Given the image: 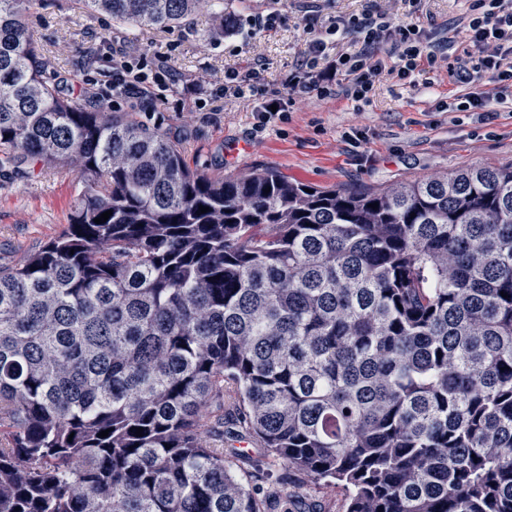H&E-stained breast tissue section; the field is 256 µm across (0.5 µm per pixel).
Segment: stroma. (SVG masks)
I'll return each instance as SVG.
<instances>
[{"label":"stroma","instance_id":"1","mask_svg":"<svg viewBox=\"0 0 512 512\" xmlns=\"http://www.w3.org/2000/svg\"><path fill=\"white\" fill-rule=\"evenodd\" d=\"M310 2L323 23L366 6V0H249L236 11L238 30L214 39L204 13L190 26L146 30L114 25L80 0H42L28 14L27 26L42 48L45 75L54 82L100 93L112 82V51L121 47L135 55L146 74H154L162 59L171 76L204 85L207 95L200 100L172 86L162 90V103L151 110L128 94L111 97L109 105L147 125H161L182 144L190 166L215 174L273 168L318 187L386 190L472 165H512L511 111L501 110L493 119L478 110L439 111V103L468 91L449 78L444 65L434 69L431 86L385 81L372 105L359 109L343 98H315L296 104L286 121L258 128L255 100L225 91L224 74L246 73L259 56L262 83L279 85L304 50L300 31ZM269 11L279 15L273 27L249 34L248 16ZM82 189L66 166L37 161L19 169L1 166L0 265L20 262L57 236ZM273 476L302 487L305 512L345 510L344 491L326 494L283 466L274 467Z\"/></svg>","mask_w":512,"mask_h":512}]
</instances>
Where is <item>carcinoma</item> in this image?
I'll use <instances>...</instances> for the list:
<instances>
[{
  "instance_id": "cac0c4a2",
  "label": "carcinoma",
  "mask_w": 512,
  "mask_h": 512,
  "mask_svg": "<svg viewBox=\"0 0 512 512\" xmlns=\"http://www.w3.org/2000/svg\"><path fill=\"white\" fill-rule=\"evenodd\" d=\"M40 2L0 0V162L65 164L83 190L0 266V512H291L229 441L344 489L345 512H512V166L360 192L192 168L47 80ZM83 2L142 29L229 19ZM239 445L240 444L238 442L234 443L232 446L225 447V445H224V458L229 463H239V462H242L247 459H252L255 463L262 465V467L265 469V474H266V469L269 467L266 464L267 459L262 457L263 452H264L263 448H258L257 447L258 445L254 444V443H249L247 448H252L253 452L246 453V452H243V449L241 447H239ZM240 454H246L249 457H240L239 456Z\"/></svg>"
}]
</instances>
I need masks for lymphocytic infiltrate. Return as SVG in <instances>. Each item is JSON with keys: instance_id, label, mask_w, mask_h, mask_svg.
<instances>
[{"instance_id": "lymphocytic-infiltrate-1", "label": "lymphocytic infiltrate", "mask_w": 512, "mask_h": 512, "mask_svg": "<svg viewBox=\"0 0 512 512\" xmlns=\"http://www.w3.org/2000/svg\"><path fill=\"white\" fill-rule=\"evenodd\" d=\"M463 48L449 56L447 42L413 15L397 16L369 3L359 14L334 17L326 29L306 20L304 56L289 71L283 90L257 86V71L247 77L228 72L225 83L237 94L260 100V125L284 119L296 101L336 94L371 105L382 79L417 86L426 67L448 60V74L469 85L468 93L441 104V111L479 109L494 115L512 93V0H470L459 30Z\"/></svg>"}]
</instances>
